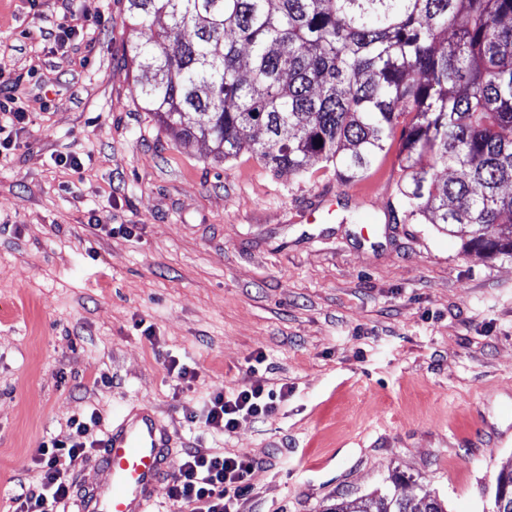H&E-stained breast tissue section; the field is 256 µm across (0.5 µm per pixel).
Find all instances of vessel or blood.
Segmentation results:
<instances>
[{"label": "vessel or blood", "instance_id": "b4317fda", "mask_svg": "<svg viewBox=\"0 0 512 512\" xmlns=\"http://www.w3.org/2000/svg\"><path fill=\"white\" fill-rule=\"evenodd\" d=\"M171 440L169 428L148 408L113 422L102 444L100 480L77 512H152Z\"/></svg>", "mask_w": 512, "mask_h": 512}]
</instances>
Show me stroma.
Returning <instances> with one entry per match:
<instances>
[{"instance_id":"1","label":"stroma","mask_w":512,"mask_h":512,"mask_svg":"<svg viewBox=\"0 0 512 512\" xmlns=\"http://www.w3.org/2000/svg\"><path fill=\"white\" fill-rule=\"evenodd\" d=\"M126 0H0V512L71 417L154 410L180 449L257 460L239 512H326L390 475L493 512L512 463V258L401 220L399 137L363 176L215 159L148 112ZM78 28L64 43L61 26ZM175 357L195 378L168 373ZM266 379L231 435L209 394ZM288 395L282 387L279 392L268 388L263 380H255L249 387L226 394L223 390L214 391L204 404L201 423L214 432L230 435L240 420H264L273 415L280 402Z\"/></svg>"}]
</instances>
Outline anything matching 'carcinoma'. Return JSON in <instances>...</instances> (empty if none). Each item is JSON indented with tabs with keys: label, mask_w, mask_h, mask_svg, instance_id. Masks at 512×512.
<instances>
[{
	"label": "carcinoma",
	"mask_w": 512,
	"mask_h": 512,
	"mask_svg": "<svg viewBox=\"0 0 512 512\" xmlns=\"http://www.w3.org/2000/svg\"><path fill=\"white\" fill-rule=\"evenodd\" d=\"M170 24L132 60L147 110L215 157L250 149L295 172L366 174L401 128L406 219L469 228L465 248L512 258V0H127ZM262 129V138L252 132ZM496 479L495 510L512 512ZM406 483L330 512H445Z\"/></svg>",
	"instance_id": "carcinoma-1"
}]
</instances>
